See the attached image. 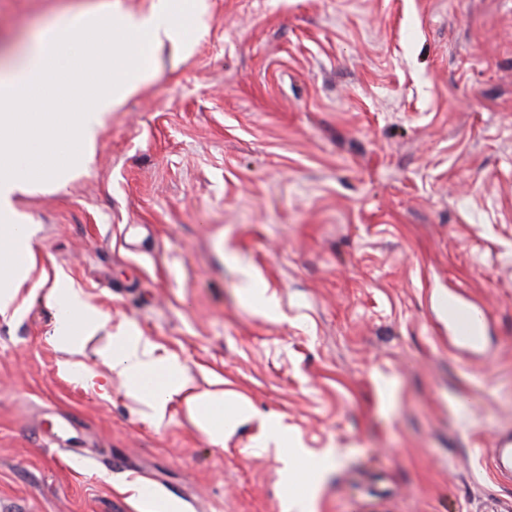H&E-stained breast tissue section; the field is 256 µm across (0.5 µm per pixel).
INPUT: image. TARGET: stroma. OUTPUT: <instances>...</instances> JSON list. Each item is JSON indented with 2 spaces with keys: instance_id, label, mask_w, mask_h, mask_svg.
Returning <instances> with one entry per match:
<instances>
[{
  "instance_id": "35a3bbf8",
  "label": "stroma",
  "mask_w": 512,
  "mask_h": 512,
  "mask_svg": "<svg viewBox=\"0 0 512 512\" xmlns=\"http://www.w3.org/2000/svg\"><path fill=\"white\" fill-rule=\"evenodd\" d=\"M190 58L94 165L23 197L32 285L0 316V512H512V0H208ZM75 0H0V50ZM99 314L69 367L55 288ZM488 313L448 333L449 293ZM149 341L224 393L156 424L98 354ZM490 466L495 475L512 477V436L500 437L495 442Z\"/></svg>"
}]
</instances>
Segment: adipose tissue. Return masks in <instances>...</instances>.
Instances as JSON below:
<instances>
[{"mask_svg":"<svg viewBox=\"0 0 512 512\" xmlns=\"http://www.w3.org/2000/svg\"><path fill=\"white\" fill-rule=\"evenodd\" d=\"M207 0H147L138 10L123 0H98L62 15L16 55L0 60V315L30 280L35 231L18 201L33 189L65 187L95 161L112 114L150 85L162 51L189 57L204 32ZM54 340L84 355L98 313L80 289L57 294ZM100 355L163 422L173 397L192 422L224 441V395L196 393L179 368L138 336L109 337Z\"/></svg>","mask_w":512,"mask_h":512,"instance_id":"adipose-tissue-1","label":"adipose tissue"}]
</instances>
